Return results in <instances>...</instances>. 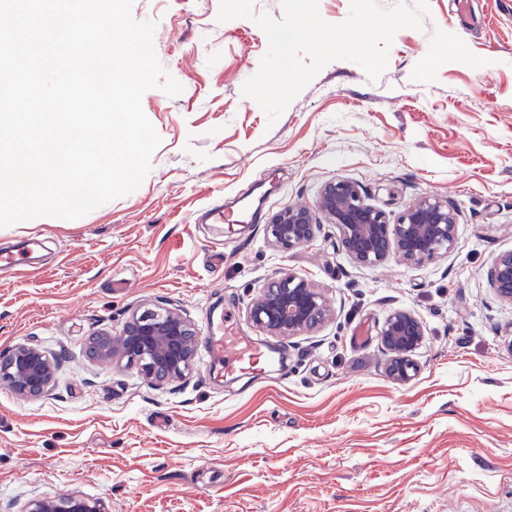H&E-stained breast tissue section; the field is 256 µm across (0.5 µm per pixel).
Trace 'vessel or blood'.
<instances>
[{"label":"vessel or blood","instance_id":"vessel-or-blood-1","mask_svg":"<svg viewBox=\"0 0 512 512\" xmlns=\"http://www.w3.org/2000/svg\"><path fill=\"white\" fill-rule=\"evenodd\" d=\"M30 262L24 249L0 253V270H10L17 275L29 272ZM208 355L223 363L225 374L255 375L266 371L274 357L251 337L243 335L235 322L225 321L221 327L209 328L206 336Z\"/></svg>","mask_w":512,"mask_h":512}]
</instances>
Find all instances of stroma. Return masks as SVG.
Segmentation results:
<instances>
[{
	"instance_id": "obj_1",
	"label": "stroma",
	"mask_w": 512,
	"mask_h": 512,
	"mask_svg": "<svg viewBox=\"0 0 512 512\" xmlns=\"http://www.w3.org/2000/svg\"><path fill=\"white\" fill-rule=\"evenodd\" d=\"M428 5L377 80L331 61L272 123L241 94L268 46L254 19L133 0L182 86L142 98L162 139L150 172L79 219L0 227V250L38 242L34 274L0 273V354L31 343L56 368L38 398L0 384V512L77 492L111 512H512V304L486 278L512 252V0ZM342 179L393 220L446 198L454 250L359 267L328 223L290 251L268 240L272 214ZM230 201L227 224L213 211ZM281 272L331 310L284 339L287 375L231 380L201 347L157 387L85 354L140 306L259 337L248 305ZM396 310L426 327L406 382L379 336Z\"/></svg>"
}]
</instances>
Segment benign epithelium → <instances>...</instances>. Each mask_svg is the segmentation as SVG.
Masks as SVG:
<instances>
[{
  "label": "benign epithelium",
  "mask_w": 512,
  "mask_h": 512,
  "mask_svg": "<svg viewBox=\"0 0 512 512\" xmlns=\"http://www.w3.org/2000/svg\"><path fill=\"white\" fill-rule=\"evenodd\" d=\"M321 212L336 226L344 253L357 265L384 262L391 251L404 260L421 264L446 255L455 247L457 211L448 200L424 196L390 222L388 215L368 203L360 187L349 180L323 185L315 208L289 206L273 214L266 233L276 246L290 250L310 243L320 225ZM498 295L512 302V253L501 255L488 271ZM328 309L322 295L306 280L283 273L266 283L249 306L253 326L268 336H295L323 323ZM386 348L393 354V377L406 380L415 369L411 354L423 343V322L405 311L388 315L380 329ZM199 333L179 309H145L134 312L117 334L101 333L88 338L86 353L98 362L119 357L158 383L181 378L191 369ZM54 365L44 351L31 344L14 346L0 356V383L15 393L34 397L53 382ZM26 512H109L103 499L72 494L62 498H36Z\"/></svg>",
  "instance_id": "1"
}]
</instances>
